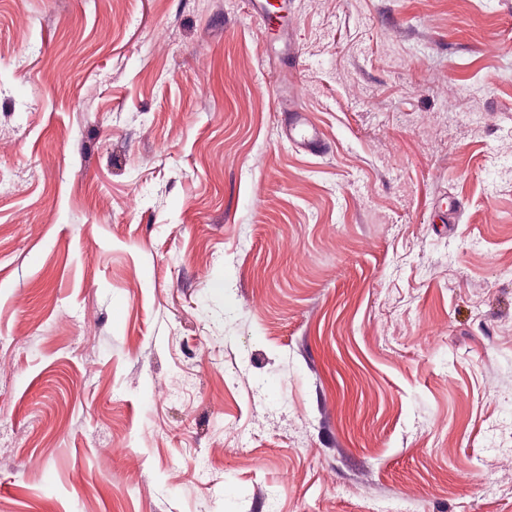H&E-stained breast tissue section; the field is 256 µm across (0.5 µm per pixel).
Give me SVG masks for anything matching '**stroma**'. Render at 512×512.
Listing matches in <instances>:
<instances>
[{
	"mask_svg": "<svg viewBox=\"0 0 512 512\" xmlns=\"http://www.w3.org/2000/svg\"><path fill=\"white\" fill-rule=\"evenodd\" d=\"M288 29L0 0V512H512V0ZM276 110L286 116L281 125L282 136L297 149L309 153H322L326 148L319 129L309 120L305 112L295 106H289L282 96L276 98Z\"/></svg>",
	"mask_w": 512,
	"mask_h": 512,
	"instance_id": "35a3bbf8",
	"label": "stroma"
}]
</instances>
